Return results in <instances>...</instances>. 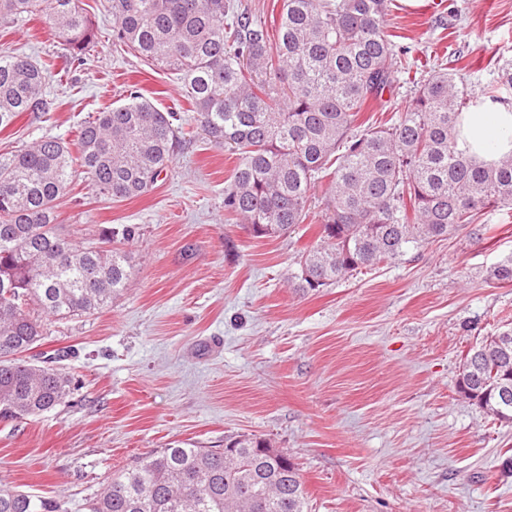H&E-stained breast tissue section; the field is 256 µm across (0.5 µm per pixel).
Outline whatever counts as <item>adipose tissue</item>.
I'll return each instance as SVG.
<instances>
[{
    "instance_id": "obj_1",
    "label": "adipose tissue",
    "mask_w": 512,
    "mask_h": 512,
    "mask_svg": "<svg viewBox=\"0 0 512 512\" xmlns=\"http://www.w3.org/2000/svg\"><path fill=\"white\" fill-rule=\"evenodd\" d=\"M459 137L484 163L512 153V104L478 98L471 111L461 115Z\"/></svg>"
}]
</instances>
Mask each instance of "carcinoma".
<instances>
[{"mask_svg":"<svg viewBox=\"0 0 512 512\" xmlns=\"http://www.w3.org/2000/svg\"><path fill=\"white\" fill-rule=\"evenodd\" d=\"M390 0H282L276 37L233 0H111L113 44L176 75L195 121L238 155L224 211L257 238L304 222L311 191L327 181L320 243L291 274L302 293L392 262L429 239L475 223L486 207L512 206V154L484 164L459 148L457 125L473 101L455 66H437L391 126L358 116L410 72L408 50L386 32ZM46 16L60 57L82 62L97 44L78 0H0V26ZM53 63L0 57V130L47 112ZM512 60L498 65L489 97L506 101ZM176 114L138 91L78 126L71 143L43 137L0 154V417L38 416L65 401L71 380L27 352L48 335L30 314L90 313L126 285L130 256L107 243L135 236L119 224L80 245L57 226V201L73 165L98 193L137 198L172 162ZM512 283V257L487 272ZM457 392L512 424V338L484 337L464 355ZM236 458L213 448H161L116 470L89 512H307L297 465L254 435L235 438ZM0 512H63L51 498L0 487Z\"/></svg>","mask_w":512,"mask_h":512,"instance_id":"obj_1","label":"carcinoma"}]
</instances>
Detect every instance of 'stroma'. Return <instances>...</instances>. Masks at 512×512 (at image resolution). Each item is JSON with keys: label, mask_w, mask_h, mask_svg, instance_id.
Returning a JSON list of instances; mask_svg holds the SVG:
<instances>
[{"label": "stroma", "mask_w": 512, "mask_h": 512, "mask_svg": "<svg viewBox=\"0 0 512 512\" xmlns=\"http://www.w3.org/2000/svg\"><path fill=\"white\" fill-rule=\"evenodd\" d=\"M394 0L387 32L420 62L361 113L390 125L437 53H456L472 94L512 59V0ZM98 33L84 64L55 65L54 105L0 131V153L43 136L72 141L82 121L137 86L182 129L145 195L113 200L77 173L58 202L64 232L118 224L133 269L110 307L50 319L42 351L64 350L71 391L36 417L0 419V486L86 512L112 472L176 444L220 448L256 434L297 463L310 512H512V426L461 397V358L512 327V285H491L512 256V210L488 208L481 238L461 232L301 294L288 282L318 244L325 185L295 233L257 238L224 211L236 157L204 138L170 72L113 46L108 0H81ZM58 51L48 21L0 27V52Z\"/></svg>", "instance_id": "35a3bbf8"}]
</instances>
